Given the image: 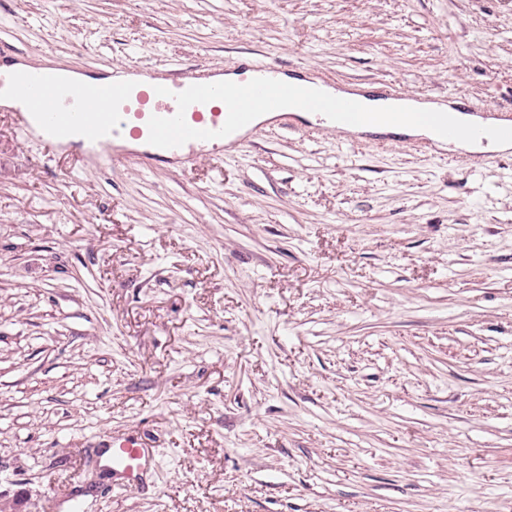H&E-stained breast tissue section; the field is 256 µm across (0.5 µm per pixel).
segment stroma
<instances>
[{
    "mask_svg": "<svg viewBox=\"0 0 512 512\" xmlns=\"http://www.w3.org/2000/svg\"><path fill=\"white\" fill-rule=\"evenodd\" d=\"M287 66L512 115V0H0V63ZM137 435L159 466L106 469ZM0 493L24 512H512V150L291 115L180 168L0 105Z\"/></svg>",
    "mask_w": 512,
    "mask_h": 512,
    "instance_id": "stroma-1",
    "label": "stroma"
}]
</instances>
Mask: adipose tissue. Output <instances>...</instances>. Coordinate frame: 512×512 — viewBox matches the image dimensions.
Wrapping results in <instances>:
<instances>
[{
	"label": "adipose tissue",
	"mask_w": 512,
	"mask_h": 512,
	"mask_svg": "<svg viewBox=\"0 0 512 512\" xmlns=\"http://www.w3.org/2000/svg\"><path fill=\"white\" fill-rule=\"evenodd\" d=\"M361 108L366 112H384L393 114V121H382L367 125L366 130L377 134H404L407 136H423L433 142H440L441 136L430 117L434 114L447 116L449 121L459 125H467L477 129H491L493 120L464 113L445 105L431 102H420L411 98H384L369 92L356 95Z\"/></svg>",
	"instance_id": "obj_1"
}]
</instances>
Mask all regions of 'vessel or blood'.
I'll return each mask as SVG.
<instances>
[{"label":"vessel or blood","mask_w":512,"mask_h":512,"mask_svg":"<svg viewBox=\"0 0 512 512\" xmlns=\"http://www.w3.org/2000/svg\"><path fill=\"white\" fill-rule=\"evenodd\" d=\"M236 70L241 78L231 84L218 73L164 77L145 70L139 87L124 74L85 82L35 67L20 79L22 104L14 123L22 137L37 135L58 153L80 137L94 147L96 164L109 169L132 156L175 164L196 149L217 155L242 150L255 113L283 102L351 124L375 120L356 99L319 95L279 79L277 65L248 62ZM110 454L113 473L131 487L158 466L155 452L132 436L113 439Z\"/></svg>","instance_id":"1"}]
</instances>
